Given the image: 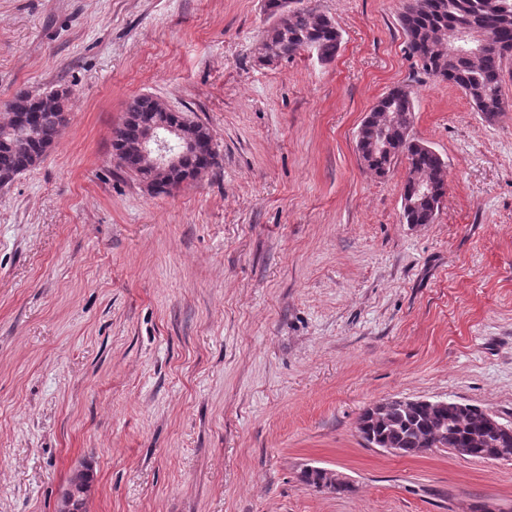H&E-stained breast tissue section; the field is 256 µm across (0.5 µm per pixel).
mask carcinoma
I'll list each match as a JSON object with an SVG mask.
<instances>
[{
    "label": "carcinoma",
    "instance_id": "cac0c4a2",
    "mask_svg": "<svg viewBox=\"0 0 512 512\" xmlns=\"http://www.w3.org/2000/svg\"><path fill=\"white\" fill-rule=\"evenodd\" d=\"M265 10L274 23L263 40L273 43L274 58L281 60L311 48L324 61H330L340 47L336 24L323 14L285 4V0H265ZM401 28L412 56L421 70L436 79L459 87L470 98L476 110L487 119L504 111L502 81L504 62L512 58V0H412L399 16ZM491 28L494 40L478 54L462 52L448 57L435 50L440 38L457 41V28ZM70 91L53 90L43 96L18 91L8 106L9 119L0 122V186L34 167L57 140L67 111ZM374 112H400L407 121L393 130L391 137L403 143V151L418 173L435 182L448 185L446 164L429 154L423 142L411 137L414 104L411 92L401 86L384 93L372 108ZM157 101L149 95L128 100L124 122L113 132L112 149L121 152L124 168L145 182L155 193H169L181 184L197 179L202 172L218 163L217 144L210 128L180 113L170 120L189 123L196 139L207 148L181 158L177 168L157 179L149 168L139 165L134 157L135 145L143 126L156 121ZM366 165L383 175L393 159L371 157V142H357ZM377 440L394 448L406 449V455H417L419 448H470L473 457L481 459L498 447L512 448V439L499 440L488 427L486 411L456 400L441 405L416 403L396 408L380 420L369 424Z\"/></svg>",
    "mask_w": 512,
    "mask_h": 512
}]
</instances>
